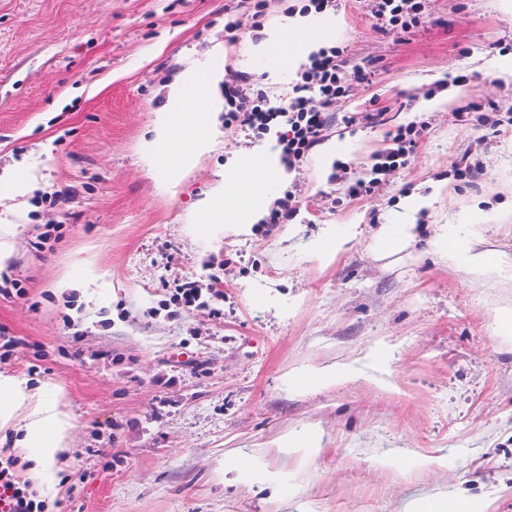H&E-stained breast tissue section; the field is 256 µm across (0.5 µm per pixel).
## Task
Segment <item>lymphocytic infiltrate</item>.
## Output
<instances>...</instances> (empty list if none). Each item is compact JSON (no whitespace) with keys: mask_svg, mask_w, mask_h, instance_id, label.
Instances as JSON below:
<instances>
[{"mask_svg":"<svg viewBox=\"0 0 512 512\" xmlns=\"http://www.w3.org/2000/svg\"><path fill=\"white\" fill-rule=\"evenodd\" d=\"M424 9V0H373L372 13L383 27L406 32L422 22ZM347 91L340 49L323 48L301 72L287 107H271L265 99L250 98L232 89L228 92L231 110L226 118L259 133L268 131L276 121L286 125L287 131L279 142L283 161L292 166L319 143L329 119V107L344 98ZM419 135L417 126L399 127L388 146L374 156L369 180L351 185L350 195L370 192L404 164L415 151Z\"/></svg>","mask_w":512,"mask_h":512,"instance_id":"1","label":"lymphocytic infiltrate"}]
</instances>
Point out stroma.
I'll list each match as a JSON object with an SVG mask.
<instances>
[{
  "instance_id": "35a3bbf8",
  "label": "stroma",
  "mask_w": 512,
  "mask_h": 512,
  "mask_svg": "<svg viewBox=\"0 0 512 512\" xmlns=\"http://www.w3.org/2000/svg\"><path fill=\"white\" fill-rule=\"evenodd\" d=\"M238 0H0V172L33 174L0 192L13 252L0 284V336L18 345L0 370L59 384L74 419L49 512H414L456 496L512 512V124L459 121L458 108L512 113V7L426 0L424 24L383 32L370 0H339L338 45L352 77L319 145L275 197L296 201L295 234L262 224L249 238L195 235L192 220L228 153L274 144L222 122L219 144L177 192L139 160L167 91L224 49V87L283 107L299 75L271 74L244 48L262 28H224ZM383 112L369 125L365 112ZM421 139L370 193L390 133ZM480 160L471 182L453 178ZM433 197L417 212L407 197ZM359 224L355 247L326 267L309 240ZM380 224H416L410 253L376 260ZM486 225L495 264L482 277L431 251L435 225ZM93 266L98 281L59 289ZM195 282L202 304L173 296ZM335 367L332 384L296 371ZM316 432L320 448L280 446ZM395 456L399 466L385 465ZM91 476L80 479L82 471Z\"/></svg>"
}]
</instances>
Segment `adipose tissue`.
<instances>
[{
  "label": "adipose tissue",
  "mask_w": 512,
  "mask_h": 512,
  "mask_svg": "<svg viewBox=\"0 0 512 512\" xmlns=\"http://www.w3.org/2000/svg\"><path fill=\"white\" fill-rule=\"evenodd\" d=\"M340 25L296 14L282 18L265 29L264 39L251 45L252 55L269 60L272 48L286 46L282 61L288 70L298 69L320 47V41L342 35ZM224 78L220 63H213L208 75L186 69L171 87L169 96L178 107L158 113L150 138L140 145L142 161L152 169L168 173L171 186H178L198 160L215 144L219 114L224 100L219 85ZM287 173L279 166L270 147L245 150L231 155L224 164V178L201 204L193 228L203 237L218 229L238 236H251L266 214L274 189L286 182ZM416 225L382 224L374 232L371 251L383 260L407 251L416 238ZM357 225H324L310 241L313 261L321 267L331 264L356 240ZM485 227L471 224L461 237L436 231L430 240L432 249L444 257L463 263L480 273L492 267V254L484 246ZM64 392L54 388L52 395L29 387L27 381L0 371V430L16 433L15 447L27 451L30 477L49 485L54 480L53 465L68 451L74 427L70 413L61 408Z\"/></svg>",
  "instance_id": "adipose-tissue-1"
}]
</instances>
